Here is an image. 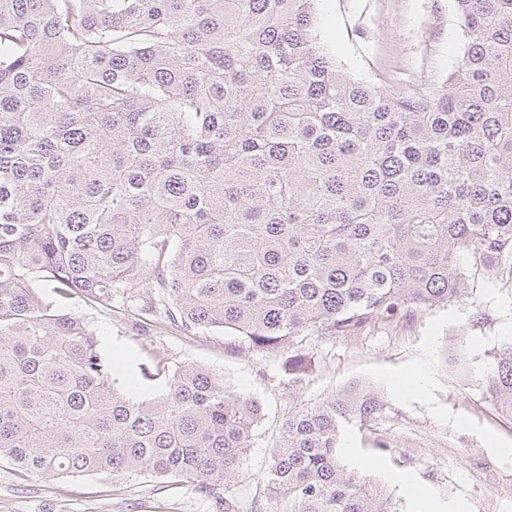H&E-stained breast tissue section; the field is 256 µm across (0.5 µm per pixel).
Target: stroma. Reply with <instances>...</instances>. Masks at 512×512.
Returning a JSON list of instances; mask_svg holds the SVG:
<instances>
[{"label":"stroma","mask_w":512,"mask_h":512,"mask_svg":"<svg viewBox=\"0 0 512 512\" xmlns=\"http://www.w3.org/2000/svg\"><path fill=\"white\" fill-rule=\"evenodd\" d=\"M322 42L346 72L391 92L443 81L463 47L452 0H318ZM66 312L98 334L103 353L144 382L156 365L207 368L237 392L259 399V423L239 477L230 490L239 512L265 496L271 447L294 407L319 402L359 381L376 388L384 408L367 425L346 429L337 454L401 500L405 512H512V498L495 488L512 484V418L483 393L463 362L446 363L464 344L489 349L512 336V284L472 282L445 306L417 310L371 332L312 340L311 369L289 383L276 351L247 348L220 333L185 332L174 324L156 288H119L111 302L79 295ZM388 450L373 454L375 441ZM0 512H217L197 483L138 471L75 478L25 475L0 463Z\"/></svg>","instance_id":"stroma-1"}]
</instances>
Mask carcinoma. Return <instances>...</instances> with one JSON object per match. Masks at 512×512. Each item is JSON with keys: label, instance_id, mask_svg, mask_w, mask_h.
Masks as SVG:
<instances>
[{"label": "carcinoma", "instance_id": "1", "mask_svg": "<svg viewBox=\"0 0 512 512\" xmlns=\"http://www.w3.org/2000/svg\"><path fill=\"white\" fill-rule=\"evenodd\" d=\"M318 0H0V460L31 475L139 470L224 486L238 512L261 402L203 368L151 398L40 296L155 279L184 330L277 350L359 336L512 280V0H453L465 37L414 96L344 72ZM459 357L512 416V339ZM355 382L294 408L272 512H400L340 464L382 411Z\"/></svg>", "mask_w": 512, "mask_h": 512}]
</instances>
